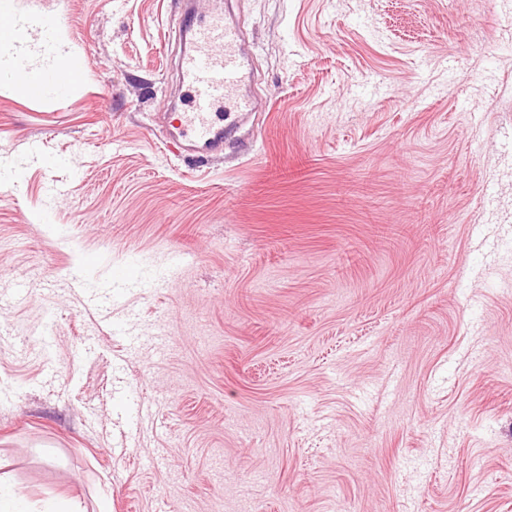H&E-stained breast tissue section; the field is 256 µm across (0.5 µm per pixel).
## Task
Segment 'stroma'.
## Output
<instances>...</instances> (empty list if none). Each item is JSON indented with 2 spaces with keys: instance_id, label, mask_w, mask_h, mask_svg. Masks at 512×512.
Returning <instances> with one entry per match:
<instances>
[{
  "instance_id": "35a3bbf8",
  "label": "stroma",
  "mask_w": 512,
  "mask_h": 512,
  "mask_svg": "<svg viewBox=\"0 0 512 512\" xmlns=\"http://www.w3.org/2000/svg\"><path fill=\"white\" fill-rule=\"evenodd\" d=\"M178 2L11 0L85 70L0 77V476L81 512H512V0H227L255 147L201 161L159 129ZM56 64V67L39 76H30L25 72L12 74L11 76L22 78L24 85L21 83L29 96L41 97L50 91L57 93L63 92L67 85L80 76L82 66L78 61L66 60L62 64Z\"/></svg>"
}]
</instances>
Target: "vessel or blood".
Here are the masks:
<instances>
[{"label": "vessel or blood", "mask_w": 512, "mask_h": 512, "mask_svg": "<svg viewBox=\"0 0 512 512\" xmlns=\"http://www.w3.org/2000/svg\"><path fill=\"white\" fill-rule=\"evenodd\" d=\"M180 39L178 71L190 97L186 107L168 114L164 139L183 156L206 158L222 152L241 118L254 112V72L243 51L244 31L222 7L188 13ZM81 72L80 62L67 60L41 75L25 76V89L32 97L60 93Z\"/></svg>", "instance_id": "b4317fda"}]
</instances>
